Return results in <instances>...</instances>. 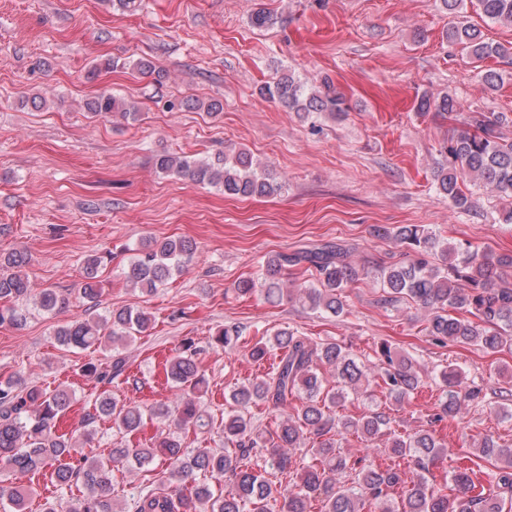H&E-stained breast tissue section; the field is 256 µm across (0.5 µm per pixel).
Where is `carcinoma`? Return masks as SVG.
I'll return each instance as SVG.
<instances>
[{"instance_id":"1","label":"carcinoma","mask_w":512,"mask_h":512,"mask_svg":"<svg viewBox=\"0 0 512 512\" xmlns=\"http://www.w3.org/2000/svg\"><path fill=\"white\" fill-rule=\"evenodd\" d=\"M456 16L445 36L449 43L475 61L512 60V46L484 39L476 26L464 20L465 3L476 7L492 22L512 24V0H439ZM261 94L307 119L325 115L331 119L346 114L344 95L328 79L308 87L288 71L260 88ZM90 112L136 119L134 103L101 93L87 102ZM419 112L452 113L456 100L448 95L418 98ZM446 162L434 172L437 190L459 209L471 200L459 182L471 179L505 201L501 220L512 224V138L503 136L497 121L481 112L470 117L468 127L449 140ZM156 170L170 178H189L224 191L235 198L273 197L283 185L265 169H257L243 151L224 153L215 160L162 153L155 157ZM405 248L404 258L389 265L357 267L348 260V250L339 244L305 250L293 255H270L257 279L235 283L239 295L260 292L270 303L285 298L298 300L311 310L339 317L345 313V292L360 278L371 277L384 292L381 302L394 305L410 300L427 313L424 331L437 345L474 346L493 355L512 349V253L469 250L437 238L424 224H404L392 230L374 228ZM197 245L185 239L150 240L135 249L123 269L125 279L145 294L180 273L195 259ZM438 261H433V258ZM307 263L319 275V285L282 288L287 267ZM103 257L84 260L83 283L77 295L52 288L33 292L25 268L29 257L21 251L0 255V326L20 328L30 315L28 302L46 313L67 311L73 299L94 303L101 294L98 269ZM153 329L152 318L143 310L120 308L104 315L92 311L55 330L58 344L70 351L111 344L114 354L106 365L88 363L82 376L100 385L92 411L83 421L81 438L60 433L57 422L72 406L75 392L66 387L53 390L32 382L0 379V464L14 475L51 469L56 492L76 487L81 496L69 500L66 512H119L112 503V474L126 468L147 472L157 456L167 460L160 486L140 487L132 497L133 512H512V448L487 434L475 445L478 452L495 459L488 473L493 492L476 490L474 470L453 472L439 486L433 468L448 456V445L428 429L401 431V420L374 408L372 385L384 389L388 399L402 409L423 386L416 360L381 343L373 358L361 362L337 340L316 341L285 327L253 345L248 356L262 361L274 355L271 370L235 387L229 409L221 419L202 409L206 384L195 342L185 340L165 366L167 381L178 391L171 407H150L112 393V380L125 371L126 359L117 351ZM242 338L239 326L226 325L214 338L224 351H233ZM442 395L434 419L458 418L472 404L487 402V392L460 368L439 371ZM297 399L293 412L288 400ZM362 399L364 411L343 415L337 409L349 400ZM264 407L274 417L273 425H255L251 409ZM168 423V429L151 444L132 448L113 443L106 455L88 456L79 451L80 441L94 437L93 424L101 419L113 423L121 437L140 430L145 418ZM224 435V449L183 447L186 431ZM355 434L371 448L384 438L392 462L382 466L368 456H353L343 450L346 435ZM412 469H401V461ZM35 494L10 477L0 476V512H25L27 498Z\"/></svg>"}]
</instances>
